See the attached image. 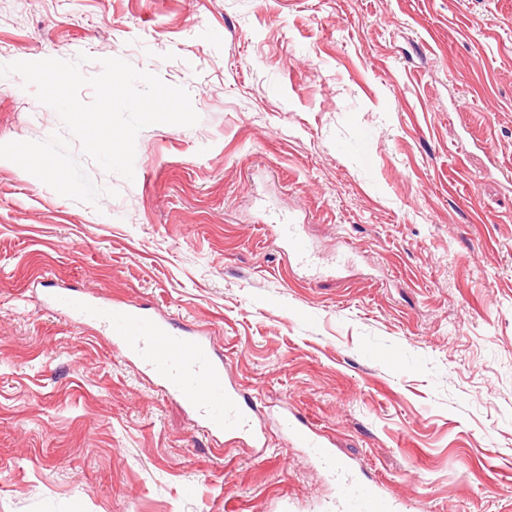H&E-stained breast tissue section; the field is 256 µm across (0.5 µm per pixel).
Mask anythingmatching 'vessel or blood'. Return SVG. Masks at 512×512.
I'll return each mask as SVG.
<instances>
[{
  "instance_id": "obj_1",
  "label": "vessel or blood",
  "mask_w": 512,
  "mask_h": 512,
  "mask_svg": "<svg viewBox=\"0 0 512 512\" xmlns=\"http://www.w3.org/2000/svg\"><path fill=\"white\" fill-rule=\"evenodd\" d=\"M279 234L292 257L301 261L311 257V245L297 225H280ZM49 301L103 327L125 355L135 359L166 396L179 401L212 439L262 447L255 398L227 378L224 356L210 338L191 333L168 317L133 307H106L70 292H55ZM279 423L282 432L307 448L334 480L336 512H408L407 501L383 496L375 484L337 459L329 443L296 414L282 412Z\"/></svg>"
}]
</instances>
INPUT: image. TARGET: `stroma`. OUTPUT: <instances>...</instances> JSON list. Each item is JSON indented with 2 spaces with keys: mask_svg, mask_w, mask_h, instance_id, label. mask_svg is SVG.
I'll return each instance as SVG.
<instances>
[{
  "mask_svg": "<svg viewBox=\"0 0 512 512\" xmlns=\"http://www.w3.org/2000/svg\"><path fill=\"white\" fill-rule=\"evenodd\" d=\"M82 53L199 121L143 129L130 181L82 158L94 205L0 159V512H325L283 406L411 512H512V0H0V64ZM62 129L0 78V143ZM51 288L212 336L263 455ZM282 242L288 246V252L297 260L306 261L312 256V248L308 240L299 232L295 224L279 225Z\"/></svg>",
  "mask_w": 512,
  "mask_h": 512,
  "instance_id": "obj_1",
  "label": "stroma"
}]
</instances>
